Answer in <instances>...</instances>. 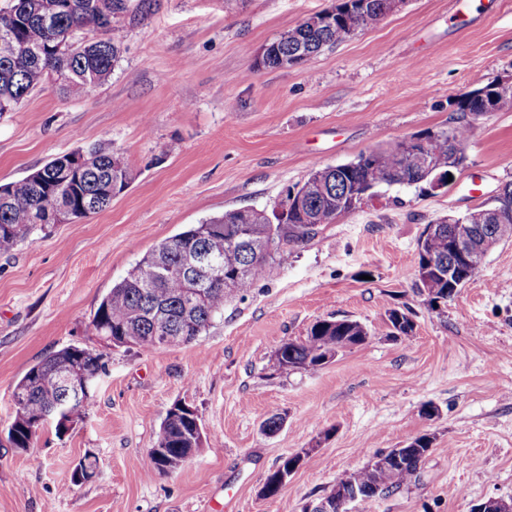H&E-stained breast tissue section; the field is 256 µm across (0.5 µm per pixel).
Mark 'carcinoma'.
<instances>
[{
    "label": "carcinoma",
    "instance_id": "1",
    "mask_svg": "<svg viewBox=\"0 0 512 512\" xmlns=\"http://www.w3.org/2000/svg\"><path fill=\"white\" fill-rule=\"evenodd\" d=\"M57 9L52 28L34 17V0H10L5 11L13 17L12 30L0 32V115L14 108V103L54 79L73 97H82L101 85L112 73L118 60L122 29L98 10V0H54ZM389 0H350V4L334 18V23L311 28L304 23L282 32L270 46L272 56L290 54L306 62L325 47L351 38L377 24L388 11ZM72 32L75 41L82 35L102 33L103 38L83 49L77 48L66 58L57 55L54 36ZM25 52L36 58L15 69L17 59ZM470 128L459 124L449 130L427 131L430 141L429 168L412 169L404 158L382 144L359 154L357 160L336 166L314 167L297 193L301 207L288 208L284 218L268 219L255 208L227 210L219 217L194 224L147 251L128 276L115 284L102 299L90 323L91 333L106 346H120L127 336L132 345L155 348L164 345L163 336H177V344L185 345L201 336L214 318L224 312L228 297L247 295L254 285L269 278L280 251L262 258L250 256L247 249L251 235L273 237L284 245L302 241L314 234L322 224L351 213L363 200L350 198L355 186L367 182L373 170L377 186H417L432 184L437 173L458 169L466 160L465 149ZM88 159V165L67 170L66 182L59 179V166L67 155L48 161L31 175L0 184V250H7L25 239L35 228H48L54 212L69 207L77 219H84L106 209L112 197L125 190L132 173L112 143L99 142L87 150H77ZM467 224L489 225V235L497 241L512 240V212L504 221L491 223L487 208H476L463 216ZM450 224L424 231L417 246L416 286L429 301L444 302L456 295V278H445L435 272L424 273L425 262L453 261L449 251ZM212 249L216 252L219 276H205L196 284L197 273L189 268L196 253ZM233 287H224V279ZM366 327L345 319L315 321L307 335L286 340L271 359L270 369L279 372L287 366L317 371L326 358L338 349L365 342ZM105 370V353L95 347L68 346L34 364L16 384L13 391L15 417L8 428L12 447L26 451L32 446L40 426L57 420L59 404L66 403V421L82 418L93 404V385ZM75 372L86 380L87 390L68 401L57 386L60 375ZM198 418L182 405L167 411L157 446L165 449L169 472L181 468L188 460L190 440ZM432 445V438L422 435L397 451L385 452L386 469L366 464L344 473L336 485L356 486L368 491V498L389 494L411 483Z\"/></svg>",
    "mask_w": 512,
    "mask_h": 512
}]
</instances>
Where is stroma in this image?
<instances>
[{"label": "stroma", "mask_w": 512, "mask_h": 512, "mask_svg": "<svg viewBox=\"0 0 512 512\" xmlns=\"http://www.w3.org/2000/svg\"><path fill=\"white\" fill-rule=\"evenodd\" d=\"M337 2L127 0L102 85L70 98L50 81L0 115V184L101 140L132 172L105 210L0 250V512H302L423 434L434 443L415 481L353 512H470L512 497V241L438 308L415 286L427 225L491 205L512 181V108L470 117L447 188H380L285 247L275 276L191 344L108 348L93 405L66 435L49 423L28 451L7 441L16 384L51 352L95 345L97 307L144 253L224 211L272 209L314 166L451 128V99L512 75V0H405L303 64L261 65L280 33ZM405 305L415 327L396 339L387 313ZM330 317L360 321L365 343L317 371L271 373L283 341ZM177 402L197 411L205 440L163 474L145 457ZM275 413L284 423L270 433ZM295 453L300 468L263 497ZM86 458L94 477L73 482Z\"/></svg>", "instance_id": "1"}]
</instances>
